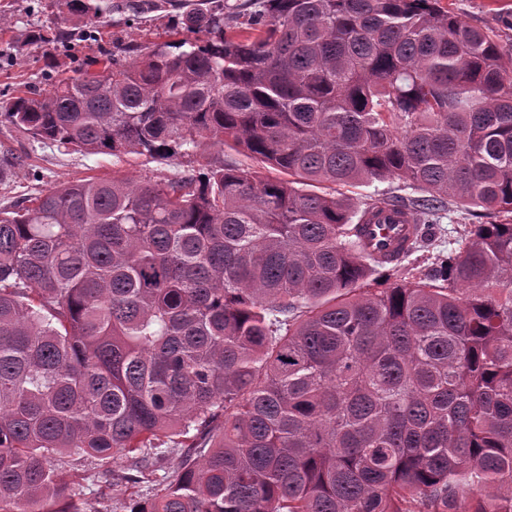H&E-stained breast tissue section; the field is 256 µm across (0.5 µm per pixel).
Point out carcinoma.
<instances>
[{
    "mask_svg": "<svg viewBox=\"0 0 512 512\" xmlns=\"http://www.w3.org/2000/svg\"><path fill=\"white\" fill-rule=\"evenodd\" d=\"M440 2L204 0L0 103L41 144L278 172L205 156L0 211V512H82L65 455L126 459L154 491L129 512H512V68ZM389 179L419 196L345 192ZM450 199L488 222L371 287L368 216L410 212L407 258Z\"/></svg>",
    "mask_w": 512,
    "mask_h": 512,
    "instance_id": "cac0c4a2",
    "label": "carcinoma"
}]
</instances>
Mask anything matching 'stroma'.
Returning <instances> with one entry per match:
<instances>
[{
  "label": "stroma",
  "instance_id": "obj_1",
  "mask_svg": "<svg viewBox=\"0 0 512 512\" xmlns=\"http://www.w3.org/2000/svg\"><path fill=\"white\" fill-rule=\"evenodd\" d=\"M103 5L101 23L93 38H75L66 43H35L30 32L45 26L55 31L75 32L80 24L62 0H0V100L29 88L48 91L58 74L91 67L102 50L131 47L142 49L172 40L177 25L176 9L133 11L134 0H96ZM462 21L493 30L503 48L512 47V0H442ZM23 157V166L13 168L0 183V209L12 210L35 194L51 187L85 178L128 176L166 180L179 177L196 165L193 157L175 156L148 160L135 156L85 154L28 140L0 123V156ZM125 460H114L111 475L98 469L79 472L83 486L84 512H99L101 501L111 498L121 506L130 495L120 482Z\"/></svg>",
  "mask_w": 512,
  "mask_h": 512
}]
</instances>
